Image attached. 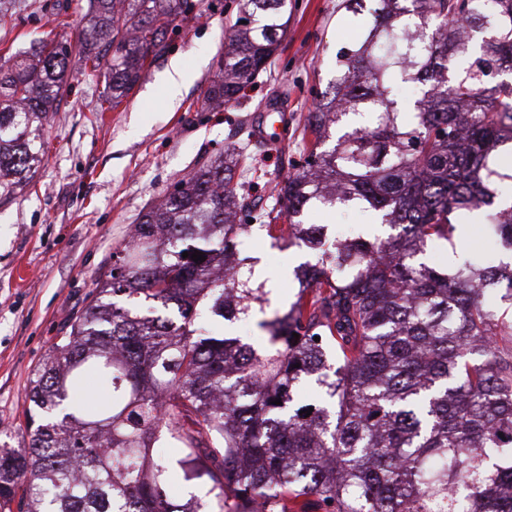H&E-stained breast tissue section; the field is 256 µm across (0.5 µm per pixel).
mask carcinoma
<instances>
[{
	"instance_id": "carcinoma-1",
	"label": "carcinoma",
	"mask_w": 512,
	"mask_h": 512,
	"mask_svg": "<svg viewBox=\"0 0 512 512\" xmlns=\"http://www.w3.org/2000/svg\"><path fill=\"white\" fill-rule=\"evenodd\" d=\"M87 2L75 42L0 54L4 195L41 162L73 61L105 69L112 111L201 16V0ZM344 7L364 32L307 115L305 165L272 187L286 209L264 228L313 260L294 270L295 301L257 321L269 347L215 329L265 313L274 292L238 249L254 225L233 183L242 152L227 149L141 214L30 379L28 447L0 448V512L19 488L25 512H207L169 496L192 481L218 490L219 512H512V0ZM287 23L288 0H238L210 105L266 69ZM397 82L417 90L408 121ZM318 207L384 233L330 242L303 223ZM476 211L498 259L428 264L436 243L457 254ZM196 250L205 261L182 257ZM308 386L317 404L295 406ZM164 443L184 456L157 458Z\"/></svg>"
}]
</instances>
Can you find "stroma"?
I'll use <instances>...</instances> for the list:
<instances>
[{
    "label": "stroma",
    "instance_id": "obj_1",
    "mask_svg": "<svg viewBox=\"0 0 512 512\" xmlns=\"http://www.w3.org/2000/svg\"><path fill=\"white\" fill-rule=\"evenodd\" d=\"M53 2L17 0L15 16L0 22V53L28 50L56 28ZM234 8L233 0H203L197 23L174 38L114 111L99 109L102 73L73 69L70 91L42 131L44 156L33 177L0 198V445L27 447L29 379L85 309L144 211L234 144L257 169L242 180L255 214L265 213L276 204L273 182L306 155L304 119L336 77L337 49L359 28L343 0H290L287 32L266 72L214 111L205 92ZM174 59L193 81L173 102L165 79ZM273 98L282 116L263 139L255 129ZM240 248L280 289L267 313L289 305L298 292L293 271L307 253L263 230Z\"/></svg>",
    "mask_w": 512,
    "mask_h": 512
}]
</instances>
